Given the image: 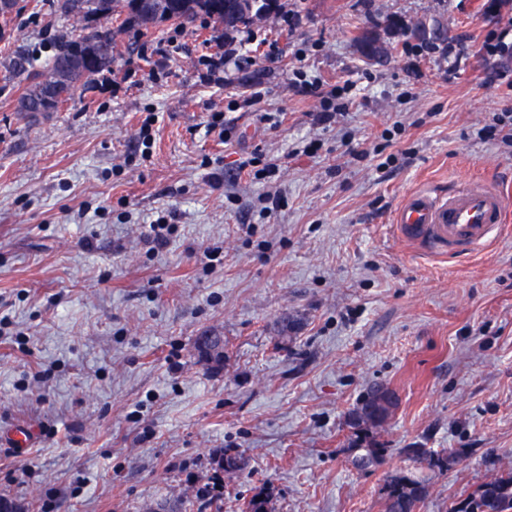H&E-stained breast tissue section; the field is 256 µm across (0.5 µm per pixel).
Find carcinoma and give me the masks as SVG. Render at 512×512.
Listing matches in <instances>:
<instances>
[{"label": "carcinoma", "mask_w": 512, "mask_h": 512, "mask_svg": "<svg viewBox=\"0 0 512 512\" xmlns=\"http://www.w3.org/2000/svg\"><path fill=\"white\" fill-rule=\"evenodd\" d=\"M271 4L273 0H144L140 6L138 0H62L61 8L79 28V34L59 37L53 43V55L43 66L36 65L35 58L25 50L15 52L12 71L25 83L20 111L55 112L60 104L82 97L103 71H112V29L103 25L86 27L84 18L89 15L108 19L114 12L126 10L130 21L145 27L158 21H187L204 15L224 25V45L231 46L235 35L266 15ZM434 25L437 34L431 38L418 37L417 25L407 36L429 48L443 49L444 30L439 22ZM356 452L353 465L368 469L380 460L385 449L368 445ZM401 453L412 466L386 476L385 512H417L428 495V480L421 470L442 469L448 464V457L435 455L427 448H403ZM449 512H512V469L497 474Z\"/></svg>", "instance_id": "cac0c4a2"}]
</instances>
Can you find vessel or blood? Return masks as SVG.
I'll list each match as a JSON object with an SVG mask.
<instances>
[{
	"label": "vessel or blood",
	"instance_id": "obj_1",
	"mask_svg": "<svg viewBox=\"0 0 512 512\" xmlns=\"http://www.w3.org/2000/svg\"><path fill=\"white\" fill-rule=\"evenodd\" d=\"M507 201L494 184L474 180L441 197L432 191L408 196L396 215L400 235L452 256L478 250L505 222Z\"/></svg>",
	"mask_w": 512,
	"mask_h": 512
}]
</instances>
